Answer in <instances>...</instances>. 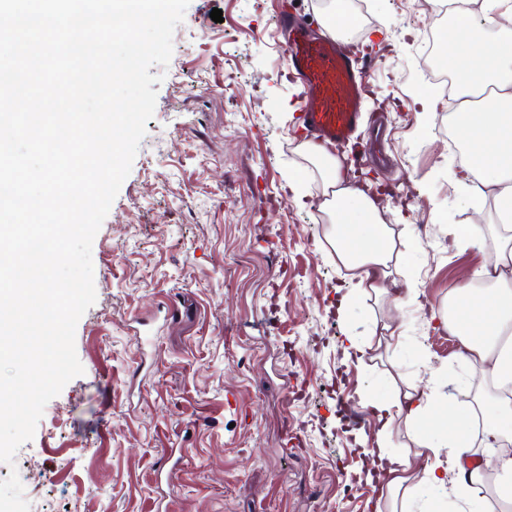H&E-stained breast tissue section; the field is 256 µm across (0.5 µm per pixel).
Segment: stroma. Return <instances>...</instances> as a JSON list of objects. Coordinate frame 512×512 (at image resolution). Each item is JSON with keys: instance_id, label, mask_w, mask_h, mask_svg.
<instances>
[{"instance_id": "stroma-1", "label": "stroma", "mask_w": 512, "mask_h": 512, "mask_svg": "<svg viewBox=\"0 0 512 512\" xmlns=\"http://www.w3.org/2000/svg\"><path fill=\"white\" fill-rule=\"evenodd\" d=\"M324 0H190L131 171L92 246L96 301L75 332L82 375L51 399L17 471L30 512H366L376 418L358 403L439 378L453 404L489 391L440 319L448 287L512 249L474 206L448 145V102L422 45L431 0H349L369 72L352 140L401 211L403 309L350 285L298 153L301 87L279 10L315 27ZM223 12L221 22L210 17ZM296 187H289V174ZM492 225L464 249L449 227ZM352 332L358 357L345 358Z\"/></svg>"}]
</instances>
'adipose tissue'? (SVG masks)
<instances>
[{
    "instance_id": "ef3b65f1",
    "label": "adipose tissue",
    "mask_w": 512,
    "mask_h": 512,
    "mask_svg": "<svg viewBox=\"0 0 512 512\" xmlns=\"http://www.w3.org/2000/svg\"><path fill=\"white\" fill-rule=\"evenodd\" d=\"M471 7L454 22L462 37L456 52L445 61L459 80L460 110L467 119L461 139L468 154L466 170L474 200L493 195L503 225L512 224V21L502 7L506 0H469ZM478 46V59H461L470 46ZM299 149L323 171L326 187L320 203L332 225L329 243L336 259L350 273L352 286L340 295L337 315L362 295L390 298L395 308L415 303L413 280L397 281L401 253L386 211L376 194L352 181L340 155L306 141ZM488 287L472 280L455 282L448 290L454 309L446 325L457 336L460 357L477 363L493 384H512V289L502 287V275L487 272ZM362 407L371 409L381 426L375 433L377 448L371 454L380 472L372 512H397L400 490L423 486L441 491L452 512H471V493L484 479L486 469L497 474L496 494L512 503V398H494V408L482 425L459 418L454 407L443 406L436 382L390 401L365 393ZM403 419L417 445L413 457L397 458L384 445L391 425ZM496 449L495 457L484 454Z\"/></svg>"
}]
</instances>
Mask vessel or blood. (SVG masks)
I'll return each instance as SVG.
<instances>
[{
	"mask_svg": "<svg viewBox=\"0 0 512 512\" xmlns=\"http://www.w3.org/2000/svg\"><path fill=\"white\" fill-rule=\"evenodd\" d=\"M284 66L302 80L306 101L301 119L311 134L340 141L356 130L363 104L362 81L334 40L294 27Z\"/></svg>",
	"mask_w": 512,
	"mask_h": 512,
	"instance_id": "1",
	"label": "vessel or blood"
}]
</instances>
